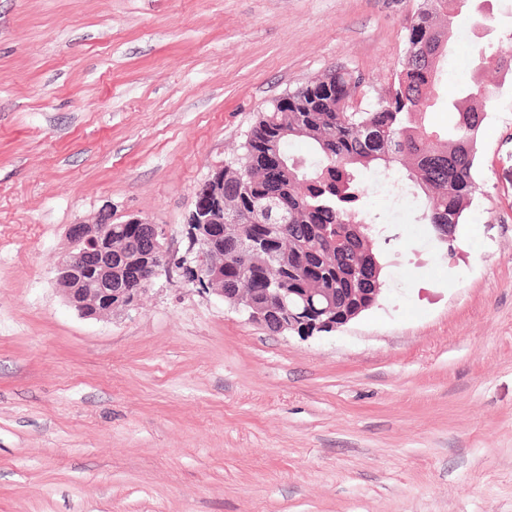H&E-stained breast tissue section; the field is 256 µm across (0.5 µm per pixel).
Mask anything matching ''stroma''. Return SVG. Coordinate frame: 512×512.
Masks as SVG:
<instances>
[{
    "label": "stroma",
    "instance_id": "1",
    "mask_svg": "<svg viewBox=\"0 0 512 512\" xmlns=\"http://www.w3.org/2000/svg\"><path fill=\"white\" fill-rule=\"evenodd\" d=\"M420 2L0 0V512H512L511 75L454 253L380 208L387 289L336 331L270 332L178 268L97 320L54 281L106 207L182 255L259 112L336 67L386 97ZM511 28L512 0L461 16L430 129Z\"/></svg>",
    "mask_w": 512,
    "mask_h": 512
}]
</instances>
